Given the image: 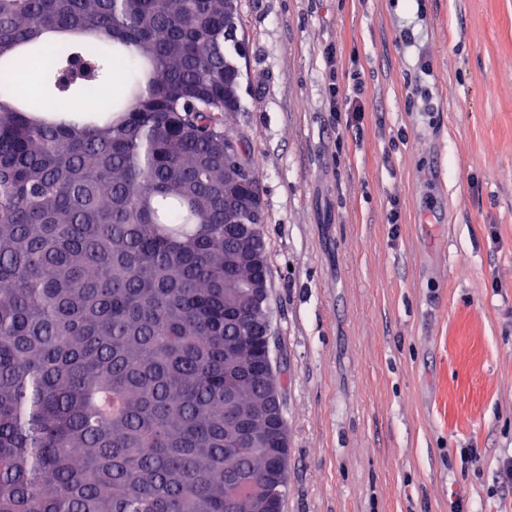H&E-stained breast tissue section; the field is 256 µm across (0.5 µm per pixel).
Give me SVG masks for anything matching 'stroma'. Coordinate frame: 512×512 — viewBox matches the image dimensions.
<instances>
[{
  "mask_svg": "<svg viewBox=\"0 0 512 512\" xmlns=\"http://www.w3.org/2000/svg\"><path fill=\"white\" fill-rule=\"evenodd\" d=\"M237 37L224 126L262 195L282 512H512V0H239ZM332 83L329 84V93L331 97V103L336 104V117L338 120H341V113L345 112V126L347 128L350 127H359L360 121L363 119L362 112H365L362 101L360 100V95L362 94V83L357 81L352 88L351 94H348L345 97V104L340 103V85L337 83L338 81V72L333 71L332 73ZM336 81V83H335Z\"/></svg>",
  "mask_w": 512,
  "mask_h": 512,
  "instance_id": "1",
  "label": "stroma"
}]
</instances>
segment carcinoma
<instances>
[{
	"label": "carcinoma",
	"mask_w": 512,
	"mask_h": 512,
	"mask_svg": "<svg viewBox=\"0 0 512 512\" xmlns=\"http://www.w3.org/2000/svg\"><path fill=\"white\" fill-rule=\"evenodd\" d=\"M224 0H0V512H258L224 439L271 405L224 343ZM240 373L237 397L224 375Z\"/></svg>",
	"instance_id": "1"
}]
</instances>
